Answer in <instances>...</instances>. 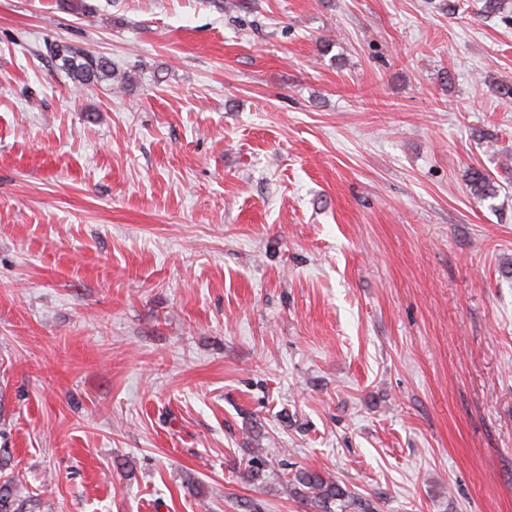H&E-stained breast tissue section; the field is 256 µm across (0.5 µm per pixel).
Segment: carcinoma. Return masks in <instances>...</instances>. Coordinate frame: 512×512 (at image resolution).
Masks as SVG:
<instances>
[{
  "instance_id": "cac0c4a2",
  "label": "carcinoma",
  "mask_w": 512,
  "mask_h": 512,
  "mask_svg": "<svg viewBox=\"0 0 512 512\" xmlns=\"http://www.w3.org/2000/svg\"><path fill=\"white\" fill-rule=\"evenodd\" d=\"M46 50L55 60L56 68L80 86L106 82L111 87L122 88L128 82V78L112 69V61L102 56L58 43L46 45ZM467 182L472 196L483 200L495 196L493 181L483 170L469 169ZM246 479L264 485L280 480V474L266 468L257 455L248 462ZM285 486L301 512H373L368 501L355 497L346 486L325 476L320 468L305 467L289 472ZM22 507L17 484L11 479L1 481L0 512H22Z\"/></svg>"
}]
</instances>
